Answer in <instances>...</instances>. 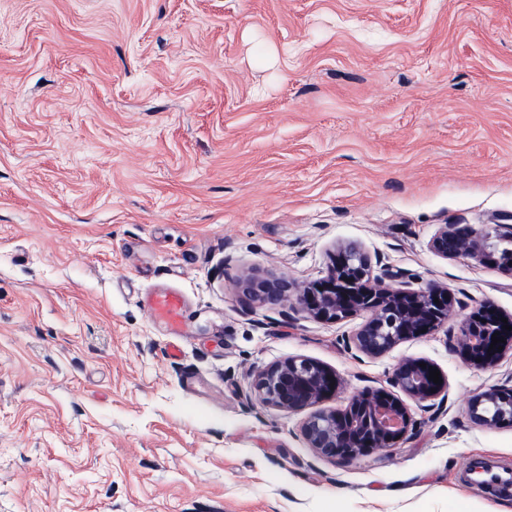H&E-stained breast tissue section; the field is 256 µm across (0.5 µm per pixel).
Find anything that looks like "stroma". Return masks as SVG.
<instances>
[{"label":"stroma","mask_w":512,"mask_h":512,"mask_svg":"<svg viewBox=\"0 0 512 512\" xmlns=\"http://www.w3.org/2000/svg\"><path fill=\"white\" fill-rule=\"evenodd\" d=\"M512 222V0H0V512H512L466 486L512 462L472 399L512 359L461 356L512 275L429 242ZM356 245L447 288V328L370 358L332 323L246 302V272L302 286ZM179 290L170 334L148 294ZM311 358L327 408L423 359L396 448L317 457L304 412L246 401ZM426 364V367H420ZM437 369L425 360H408L402 363L393 376V386L400 389L417 402H433L447 396V382L440 372L443 383H434L429 379L430 370Z\"/></svg>","instance_id":"stroma-1"}]
</instances>
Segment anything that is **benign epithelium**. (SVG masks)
Listing matches in <instances>:
<instances>
[{
	"mask_svg": "<svg viewBox=\"0 0 512 512\" xmlns=\"http://www.w3.org/2000/svg\"><path fill=\"white\" fill-rule=\"evenodd\" d=\"M512 240L511 224L443 226L430 247L444 259L484 258L482 246L491 238ZM409 275L382 264L358 247H349L335 257L325 279L300 289V310L321 320L338 322L360 313L366 319L346 346L366 356L379 357L399 342L432 333L451 319V299L440 288H406ZM292 285L284 278L241 277L237 290L249 302L269 306L281 304ZM490 303L476 307L465 319L458 339L465 359L475 365L495 363L512 349V319ZM511 326L507 330L503 325ZM504 339L503 349L491 345L492 335ZM431 363L408 360L393 376V386L418 402H433L447 396L442 382L429 379ZM336 372L310 358H289L258 371L252 381L255 396L285 412L313 407L336 394ZM512 398V388H500L476 396L471 404L474 419L491 425L482 406L498 398ZM410 415L401 400L384 390L365 389L341 410H316L302 422L300 432L308 447L325 458L349 462L374 451L397 446L407 435Z\"/></svg>",
	"mask_w": 512,
	"mask_h": 512,
	"instance_id": "benign-epithelium-1",
	"label": "benign epithelium"
}]
</instances>
